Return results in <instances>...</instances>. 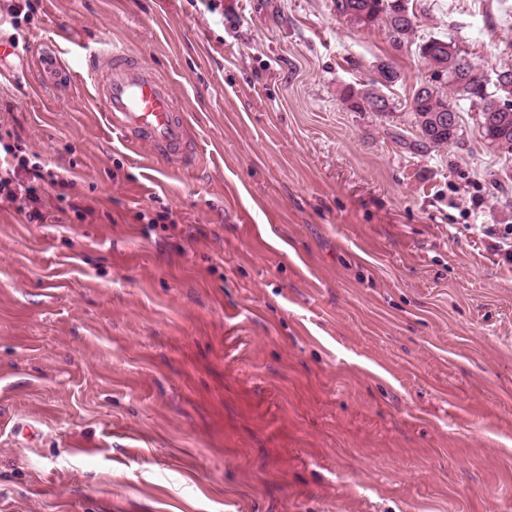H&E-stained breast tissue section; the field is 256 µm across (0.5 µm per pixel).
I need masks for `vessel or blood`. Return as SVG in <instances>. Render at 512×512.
Here are the masks:
<instances>
[{
    "label": "vessel or blood",
    "mask_w": 512,
    "mask_h": 512,
    "mask_svg": "<svg viewBox=\"0 0 512 512\" xmlns=\"http://www.w3.org/2000/svg\"><path fill=\"white\" fill-rule=\"evenodd\" d=\"M84 64L99 106L127 143L147 146L177 165H195L188 117L152 69L116 45L88 50Z\"/></svg>",
    "instance_id": "1"
}]
</instances>
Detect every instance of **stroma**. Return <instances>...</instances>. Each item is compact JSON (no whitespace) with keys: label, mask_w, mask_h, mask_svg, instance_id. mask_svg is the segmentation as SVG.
Returning <instances> with one entry per match:
<instances>
[{"label":"stroma","mask_w":512,"mask_h":512,"mask_svg":"<svg viewBox=\"0 0 512 512\" xmlns=\"http://www.w3.org/2000/svg\"><path fill=\"white\" fill-rule=\"evenodd\" d=\"M30 2L17 29L0 0V135L86 218L0 201V512H512V154L467 100L461 145L409 147L420 46L494 79L512 0H408L398 47L333 0ZM114 44L191 113L194 167L93 102ZM384 63L390 113L350 109Z\"/></svg>","instance_id":"obj_1"}]
</instances>
